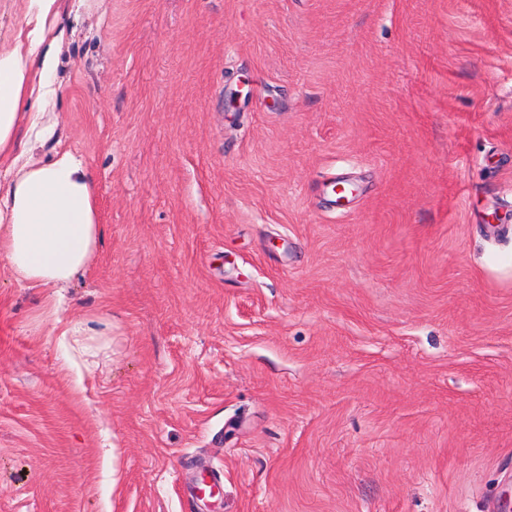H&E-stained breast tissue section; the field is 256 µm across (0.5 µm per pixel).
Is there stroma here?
I'll return each mask as SVG.
<instances>
[{
    "mask_svg": "<svg viewBox=\"0 0 512 512\" xmlns=\"http://www.w3.org/2000/svg\"><path fill=\"white\" fill-rule=\"evenodd\" d=\"M59 7L102 237L85 336L0 261V512H512V0Z\"/></svg>",
    "mask_w": 512,
    "mask_h": 512,
    "instance_id": "obj_1",
    "label": "stroma"
}]
</instances>
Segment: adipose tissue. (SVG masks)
<instances>
[{"instance_id":"obj_1","label":"adipose tissue","mask_w":512,"mask_h":512,"mask_svg":"<svg viewBox=\"0 0 512 512\" xmlns=\"http://www.w3.org/2000/svg\"><path fill=\"white\" fill-rule=\"evenodd\" d=\"M57 2L30 0L26 28L0 53V259L19 285L50 289L56 315L63 306L58 288L84 276L102 233L84 162L69 151L32 162L31 151L52 128L42 113L20 114L25 98L56 93L51 77L64 39Z\"/></svg>"}]
</instances>
